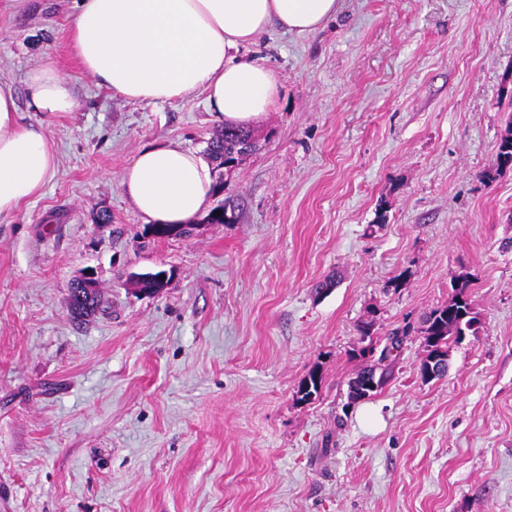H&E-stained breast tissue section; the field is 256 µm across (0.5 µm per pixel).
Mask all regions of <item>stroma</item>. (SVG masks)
<instances>
[{"label":"stroma","instance_id":"1","mask_svg":"<svg viewBox=\"0 0 512 512\" xmlns=\"http://www.w3.org/2000/svg\"><path fill=\"white\" fill-rule=\"evenodd\" d=\"M75 12L0 0V81L56 152L0 214V512H512V171L483 177L512 115V0H340L316 32L270 26L240 55L279 99L213 173L228 219L170 239L123 170L154 142L207 154L224 123L204 92L136 102L83 74ZM44 64L77 111H32ZM88 270L106 303L80 322ZM159 270L156 294L129 280ZM462 278L479 328L423 381V322ZM365 322L408 335L352 405Z\"/></svg>","mask_w":512,"mask_h":512}]
</instances>
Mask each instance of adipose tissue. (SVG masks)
I'll return each instance as SVG.
<instances>
[{
	"mask_svg": "<svg viewBox=\"0 0 512 512\" xmlns=\"http://www.w3.org/2000/svg\"><path fill=\"white\" fill-rule=\"evenodd\" d=\"M71 42L82 69L127 99L166 102L206 95L226 125L246 127L276 105L279 82L268 66L237 59L272 24L311 33L335 17L339 0H76ZM36 112H71L70 81L43 65L27 78ZM56 165L41 128L21 125L9 83L0 81V214L37 195ZM121 185L146 221L179 226L208 205L209 163L169 140L141 148Z\"/></svg>",
	"mask_w": 512,
	"mask_h": 512,
	"instance_id": "adipose-tissue-1",
	"label": "adipose tissue"
}]
</instances>
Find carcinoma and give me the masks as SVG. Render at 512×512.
<instances>
[{"mask_svg": "<svg viewBox=\"0 0 512 512\" xmlns=\"http://www.w3.org/2000/svg\"><path fill=\"white\" fill-rule=\"evenodd\" d=\"M249 132L226 127L210 143L209 155L217 168L232 164L235 160L252 151L253 142L250 141ZM507 170H512V117L506 122L504 133L501 135L496 149V162L494 168L483 174L484 179L492 181L496 176ZM468 281L464 280L455 285V293L448 300V305L435 309L426 317L422 333L426 348V357L420 366V375L423 380L431 381L443 376V373L428 375L426 366L429 360L435 356H448V344L450 341H458L468 332H475L478 319L473 315L468 303L465 288ZM103 300L100 292L92 296L80 297L76 292H71V313L77 317H89L101 308ZM403 343V337L394 332L386 338L381 349L369 346L366 351H379L377 365L364 368L356 374V377L349 382L348 400L354 403L360 398V391L365 383L369 381V375L374 373L378 376V385H383L391 375V364L395 360L396 352ZM322 385L319 374L312 372L304 379L296 392L297 400L308 401L318 395Z\"/></svg>", "mask_w": 512, "mask_h": 512, "instance_id": "obj_1", "label": "carcinoma"}]
</instances>
